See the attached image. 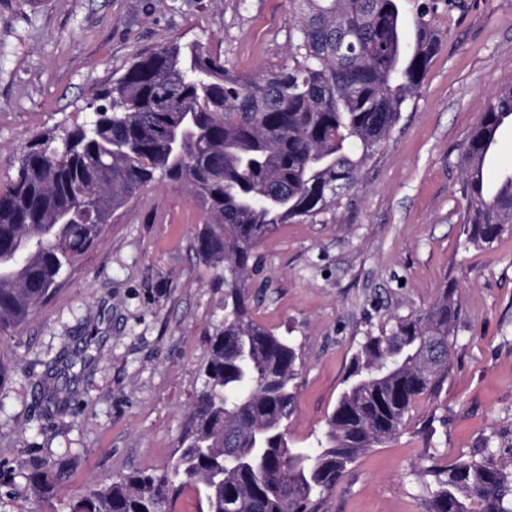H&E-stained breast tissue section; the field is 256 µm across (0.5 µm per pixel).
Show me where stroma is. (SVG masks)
I'll return each instance as SVG.
<instances>
[{"label": "stroma", "instance_id": "1", "mask_svg": "<svg viewBox=\"0 0 512 512\" xmlns=\"http://www.w3.org/2000/svg\"><path fill=\"white\" fill-rule=\"evenodd\" d=\"M432 23L442 47L356 188L321 222L267 236L249 281L253 318L300 354L294 448L325 431L367 332L457 288L446 380L316 512H427L432 463L489 444L512 464V226L466 245L460 193L462 144L489 94L512 85V0L443 4ZM290 30L288 0H0V184L36 136L90 121L138 53L195 42L252 73L287 61ZM206 222L185 186L141 189L35 313L0 330V512H70L88 485L167 473L224 320L222 272L196 252ZM74 353L73 398L47 405ZM35 465L65 474L39 493L25 479Z\"/></svg>", "mask_w": 512, "mask_h": 512}]
</instances>
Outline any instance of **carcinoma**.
Returning a JSON list of instances; mask_svg holds the SVG:
<instances>
[{
    "instance_id": "carcinoma-1",
    "label": "carcinoma",
    "mask_w": 512,
    "mask_h": 512,
    "mask_svg": "<svg viewBox=\"0 0 512 512\" xmlns=\"http://www.w3.org/2000/svg\"><path fill=\"white\" fill-rule=\"evenodd\" d=\"M288 63L237 73L196 43L139 54L93 106L94 118L35 138L0 189V328L47 299L63 269L112 214L163 180L191 191L210 222L199 256L224 265V325L167 475L92 486L72 512H165L191 485L199 512H314L361 454L394 438L416 398L448 375L459 315L450 285L425 310L364 337L347 386L313 448H291L285 422L300 376L286 336L256 322L247 281L260 242L281 224L314 223L341 204L389 139L443 38L427 0L404 38L399 0H290ZM512 120V86L492 93L467 135L465 244L486 247L512 224V177L490 192L476 163ZM57 215L66 223H53ZM429 512H512V471L480 458L431 466ZM27 479L49 490L41 467Z\"/></svg>"
}]
</instances>
